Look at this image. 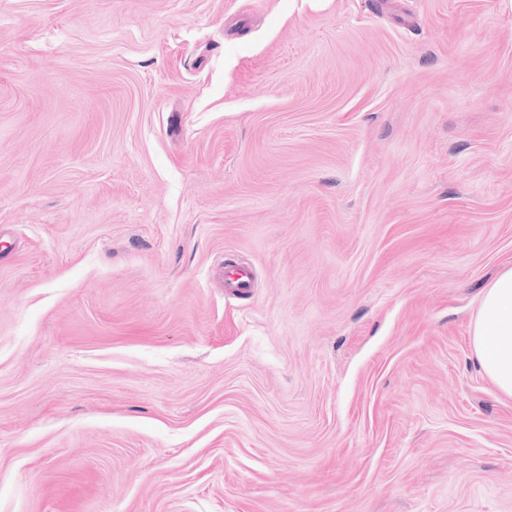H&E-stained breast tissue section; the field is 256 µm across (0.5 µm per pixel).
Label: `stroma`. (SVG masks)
<instances>
[{
	"label": "stroma",
	"mask_w": 512,
	"mask_h": 512,
	"mask_svg": "<svg viewBox=\"0 0 512 512\" xmlns=\"http://www.w3.org/2000/svg\"><path fill=\"white\" fill-rule=\"evenodd\" d=\"M510 268L512 0H0V512H512ZM484 373L500 392L512 396V268L485 289L473 336Z\"/></svg>",
	"instance_id": "obj_1"
}]
</instances>
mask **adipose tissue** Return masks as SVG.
I'll return each mask as SVG.
<instances>
[{
	"label": "adipose tissue",
	"instance_id": "ef3b65f1",
	"mask_svg": "<svg viewBox=\"0 0 512 512\" xmlns=\"http://www.w3.org/2000/svg\"><path fill=\"white\" fill-rule=\"evenodd\" d=\"M484 373L503 394L512 396V268L485 289L473 336Z\"/></svg>",
	"mask_w": 512,
	"mask_h": 512
}]
</instances>
